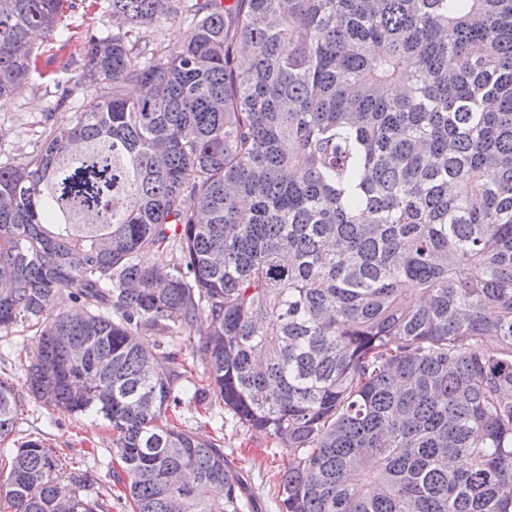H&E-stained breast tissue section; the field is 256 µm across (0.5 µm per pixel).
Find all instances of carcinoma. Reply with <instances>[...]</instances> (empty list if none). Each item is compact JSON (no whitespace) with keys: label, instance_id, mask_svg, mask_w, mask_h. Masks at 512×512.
Returning a JSON list of instances; mask_svg holds the SVG:
<instances>
[{"label":"carcinoma","instance_id":"obj_1","mask_svg":"<svg viewBox=\"0 0 512 512\" xmlns=\"http://www.w3.org/2000/svg\"><path fill=\"white\" fill-rule=\"evenodd\" d=\"M63 2L0 0V97ZM181 2L112 0L82 109L0 164V332L37 345L0 438L27 396L107 424L130 512H249L186 397L286 450L280 512H512V0H195L141 44ZM0 457V512H110L40 438ZM188 14H183L182 18L176 19L175 22H166L161 26H149L140 30V38L144 42L155 43L168 55H175L183 44L188 23L190 21Z\"/></svg>","mask_w":512,"mask_h":512}]
</instances>
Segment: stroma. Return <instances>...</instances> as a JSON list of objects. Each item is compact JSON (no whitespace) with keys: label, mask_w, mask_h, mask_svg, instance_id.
<instances>
[{"label":"stroma","mask_w":512,"mask_h":512,"mask_svg":"<svg viewBox=\"0 0 512 512\" xmlns=\"http://www.w3.org/2000/svg\"><path fill=\"white\" fill-rule=\"evenodd\" d=\"M111 0H64L56 39L41 43L37 65L39 77L19 85L0 108V163L26 160L48 131L55 114L78 111L91 90L78 83V60L88 37L111 35ZM178 413L185 430L204 439L223 437L224 459L236 470L250 493L255 512H279L276 496L280 471L286 458L267 434L241 427L232 415L218 417L198 413L195 403L183 402ZM41 435L52 448L95 451L97 487L109 493L111 479L104 465L112 434L103 425L26 403L16 431L0 440L1 448L14 447L28 435Z\"/></svg>","instance_id":"35a3bbf8"}]
</instances>
